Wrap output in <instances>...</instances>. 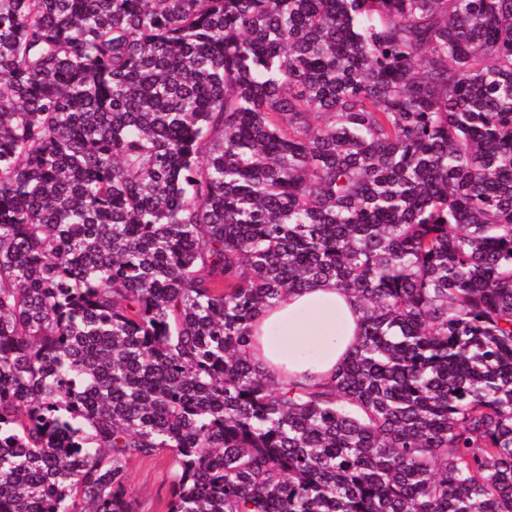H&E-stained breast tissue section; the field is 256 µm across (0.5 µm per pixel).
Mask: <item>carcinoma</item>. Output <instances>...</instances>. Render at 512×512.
<instances>
[{
    "label": "carcinoma",
    "instance_id": "carcinoma-1",
    "mask_svg": "<svg viewBox=\"0 0 512 512\" xmlns=\"http://www.w3.org/2000/svg\"><path fill=\"white\" fill-rule=\"evenodd\" d=\"M322 279L329 385L253 322ZM512 512V0H0V512ZM300 312L313 315L307 328L315 336H321L326 351L318 359L294 357L288 359L267 342L268 329L290 324ZM327 316H332L333 327L327 328ZM364 317L362 306L348 294L336 287L335 280H322L310 288L291 292L275 307L267 309L260 316L253 334L262 331L265 340L260 349L249 344L245 349L246 358L273 382L293 381L330 384L336 369L343 365L346 355L352 348ZM336 318L340 327L336 330ZM288 363V368H283ZM171 454H161L132 461L128 485L132 512H167L171 489L168 479Z\"/></svg>",
    "mask_w": 512,
    "mask_h": 512
}]
</instances>
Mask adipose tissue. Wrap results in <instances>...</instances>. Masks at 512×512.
Wrapping results in <instances>:
<instances>
[{"instance_id":"adipose-tissue-1","label":"adipose tissue","mask_w":512,"mask_h":512,"mask_svg":"<svg viewBox=\"0 0 512 512\" xmlns=\"http://www.w3.org/2000/svg\"><path fill=\"white\" fill-rule=\"evenodd\" d=\"M302 312L311 313L307 328L320 336L326 345L320 358L288 359L267 343L259 347L248 346L245 356L271 381L292 379L329 384L356 340L364 311L353 297L337 287L335 281L322 280L312 287L291 292L275 307L266 310L257 319L254 329L265 332L282 327Z\"/></svg>"}]
</instances>
